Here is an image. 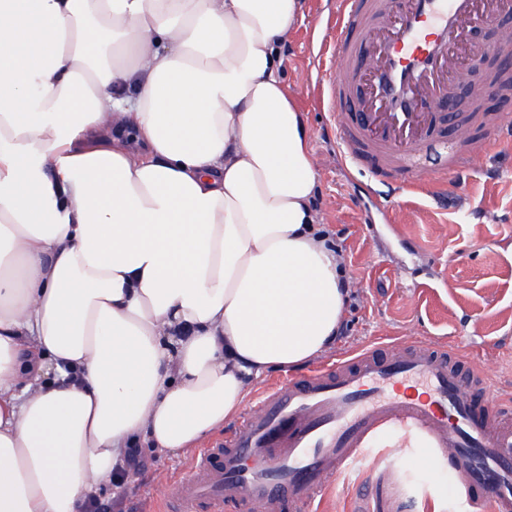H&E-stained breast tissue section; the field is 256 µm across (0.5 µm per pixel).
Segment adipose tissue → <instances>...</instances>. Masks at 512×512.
<instances>
[{
	"label": "adipose tissue",
	"mask_w": 512,
	"mask_h": 512,
	"mask_svg": "<svg viewBox=\"0 0 512 512\" xmlns=\"http://www.w3.org/2000/svg\"><path fill=\"white\" fill-rule=\"evenodd\" d=\"M304 0H0V512H79L325 355Z\"/></svg>",
	"instance_id": "obj_1"
}]
</instances>
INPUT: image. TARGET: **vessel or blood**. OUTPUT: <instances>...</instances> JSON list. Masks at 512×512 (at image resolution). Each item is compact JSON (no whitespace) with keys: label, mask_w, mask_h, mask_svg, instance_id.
I'll return each mask as SVG.
<instances>
[{"label":"vessel or blood","mask_w":512,"mask_h":512,"mask_svg":"<svg viewBox=\"0 0 512 512\" xmlns=\"http://www.w3.org/2000/svg\"><path fill=\"white\" fill-rule=\"evenodd\" d=\"M330 45L336 75L318 84L338 108L340 153L399 195L426 176L472 168L492 142L512 140V121H488L479 140L436 131L440 105L462 73L512 43L474 44L471 34L512 0H335ZM458 349L416 341L376 347L261 392L230 437L193 461L166 495L179 512L245 500L259 512L294 504L312 512L318 497L369 462L376 444L410 436L425 465L448 463L467 512H512V412L475 401L490 373L461 377Z\"/></svg>","instance_id":"1"}]
</instances>
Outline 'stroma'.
<instances>
[{"label":"stroma","mask_w":512,"mask_h":512,"mask_svg":"<svg viewBox=\"0 0 512 512\" xmlns=\"http://www.w3.org/2000/svg\"><path fill=\"white\" fill-rule=\"evenodd\" d=\"M331 8V0H305V18L282 49V72L320 162L315 206L356 290L335 349L291 373H272L252 390L370 344L429 340L462 347L473 366L491 369L481 401L512 403V142L447 181L379 197L364 172L337 159L330 134L336 108L314 91L319 72L333 67L319 53L334 39L326 27ZM145 461L144 469L128 472L112 512H158L162 487L186 476L190 465L182 456L149 454ZM391 485V506L373 512H396L408 500L418 512H463L447 464L396 470Z\"/></svg>","instance_id":"stroma-1"}]
</instances>
